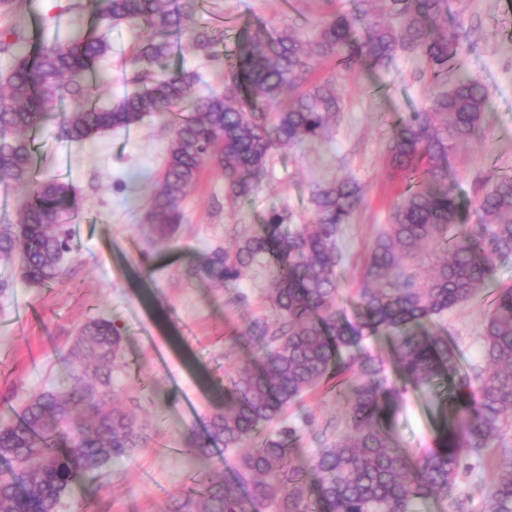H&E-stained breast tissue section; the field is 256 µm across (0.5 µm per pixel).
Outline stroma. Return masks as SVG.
Returning a JSON list of instances; mask_svg holds the SVG:
<instances>
[{
    "mask_svg": "<svg viewBox=\"0 0 512 512\" xmlns=\"http://www.w3.org/2000/svg\"><path fill=\"white\" fill-rule=\"evenodd\" d=\"M203 4L195 22L217 39L219 58L197 53L185 36L163 62L168 72L195 74L199 93L216 88L215 75L233 62L236 33L247 23L261 20L275 32L288 25L307 39L329 15L354 9V0ZM92 11L91 0H8L0 5V33L17 32L28 43L65 41L90 30ZM448 24L466 31L458 64L487 90L482 132L448 157L449 182L466 204L465 223L473 224L479 182L512 175V0H448ZM313 78L335 80L342 98L336 124L321 138L276 149L262 185L244 201L225 198L223 174L204 166L181 202L183 223L169 239L159 238L145 218L167 156L170 132L162 122L147 118L107 131L81 150L62 137L59 119L35 133L36 177L75 186L77 212L67 221L72 249L57 282L28 285L18 276L20 257L0 260V421L17 420L25 401L54 388L70 367L67 351L78 330L89 319L106 318L124 338L112 369V400L146 438L98 480L74 487L60 512H169L172 495L196 486L205 464L232 478L236 451L214 446L204 458L187 449L185 439L204 432L237 372L257 361L244 329L257 317L275 321L268 299L272 276L254 266L236 287L225 288L192 276L189 268L202 255L233 246L271 211L284 213L291 228L312 223L315 186L347 178L359 184L363 200L341 235L339 308L347 320L356 319L371 248L406 187L404 174L389 164L385 129L418 111L438 87L424 62L407 52L349 73L322 58ZM509 286L512 257L497 260L483 290L433 326L453 348L458 375L482 367L481 323L496 290ZM438 402V391L407 390L386 424L393 445L431 447ZM347 406L344 394L320 387L289 407L285 420L299 428L305 457L334 441ZM499 465L496 449H487L482 469L459 474L463 506L439 498L419 512H480L477 482L490 480Z\"/></svg>",
    "mask_w": 512,
    "mask_h": 512,
    "instance_id": "35a3bbf8",
    "label": "stroma"
}]
</instances>
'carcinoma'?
I'll list each match as a JSON object with an SVG mask.
<instances>
[{"mask_svg":"<svg viewBox=\"0 0 512 512\" xmlns=\"http://www.w3.org/2000/svg\"><path fill=\"white\" fill-rule=\"evenodd\" d=\"M377 2V14L362 8L330 15L311 40L290 26L275 36L263 23L242 27L222 89L205 94L195 92L194 74L150 71L173 52L201 0H97L94 25L83 36L32 49L0 39V53L12 58L0 77V180L29 191L19 228L0 232V255L20 252L18 274L36 287L58 278L70 251L60 221L75 211L77 190L54 178L34 180L29 133L67 96L78 105L63 118V136L77 147L147 117L170 126L166 164L146 213L158 236L170 238L183 220L180 202L204 165L224 174L228 198L246 199L275 148L319 138L337 120L336 84L310 83L317 59L334 57L354 69L407 51L444 87L386 129L389 160L408 171L410 184L371 249L358 290L359 321L344 320L337 309L340 238L362 200L352 180L313 189V223L288 232L284 215L272 211L234 249H215L192 267L193 275L232 288L246 268L266 262L278 318L248 323L245 335L261 352L258 365L238 372L230 399L212 412L205 432L186 440L201 455L212 444L236 450L234 482L213 470L198 489L176 495L171 512H417L432 497H454L465 461L471 470L482 467V453L512 427L511 286L499 291L482 325L484 366L473 380L448 383L451 402L433 446L402 451L382 430L405 388L385 377L364 345L394 335L399 371L420 387L454 373L448 342L419 328L471 299L495 260L512 256V175L482 185L480 223H461L448 187V155L481 129L485 89L456 69L462 35L442 22L447 0ZM120 22L147 31L131 61L140 87L101 108L95 89L112 78L97 64L112 51L107 32ZM192 42L206 55L215 45L202 29L192 31ZM425 257L432 259L429 277L420 274ZM122 347L112 321L86 322L69 349L77 364L61 386L33 396L16 422L0 426V459L11 463L0 471V512H59L75 485L143 446L134 418L112 403V364ZM321 386L347 392V428L304 460L298 430L283 419L288 407ZM274 424L279 429L263 435ZM500 455L506 462L480 487L484 512H512V448Z\"/></svg>","mask_w":512,"mask_h":512,"instance_id":"cac0c4a2","label":"carcinoma"}]
</instances>
